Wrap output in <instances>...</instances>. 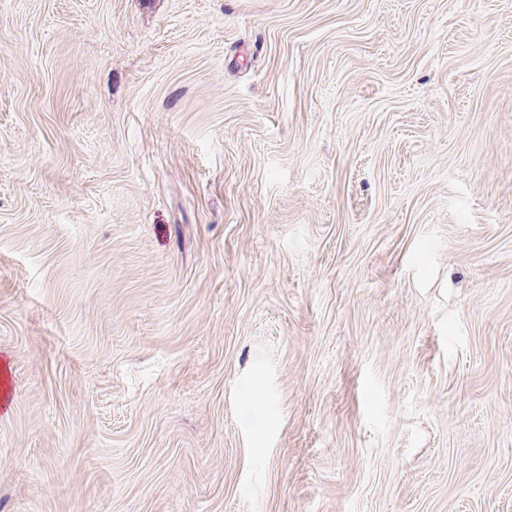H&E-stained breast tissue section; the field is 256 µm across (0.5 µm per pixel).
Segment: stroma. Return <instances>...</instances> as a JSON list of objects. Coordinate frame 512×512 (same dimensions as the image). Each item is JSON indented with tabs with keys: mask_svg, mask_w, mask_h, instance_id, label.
<instances>
[{
	"mask_svg": "<svg viewBox=\"0 0 512 512\" xmlns=\"http://www.w3.org/2000/svg\"><path fill=\"white\" fill-rule=\"evenodd\" d=\"M0 391V512H512V0H0Z\"/></svg>",
	"mask_w": 512,
	"mask_h": 512,
	"instance_id": "35a3bbf8",
	"label": "stroma"
}]
</instances>
